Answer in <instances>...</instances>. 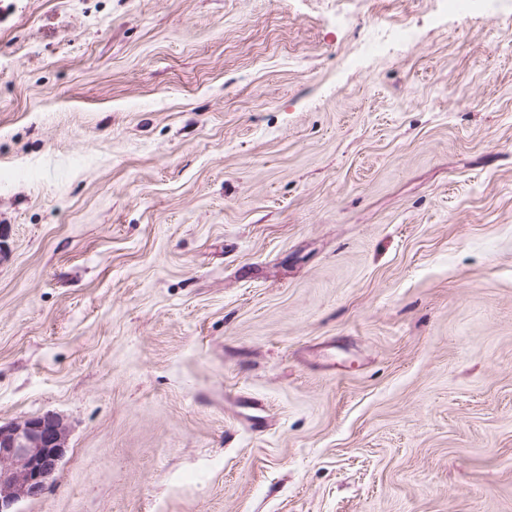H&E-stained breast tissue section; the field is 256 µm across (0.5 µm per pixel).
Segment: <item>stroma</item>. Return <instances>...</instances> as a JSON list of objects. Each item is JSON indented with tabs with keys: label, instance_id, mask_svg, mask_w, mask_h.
Segmentation results:
<instances>
[{
	"label": "stroma",
	"instance_id": "stroma-1",
	"mask_svg": "<svg viewBox=\"0 0 512 512\" xmlns=\"http://www.w3.org/2000/svg\"><path fill=\"white\" fill-rule=\"evenodd\" d=\"M0 229L16 512H512V0H0ZM389 40H397L405 44H410L412 41V34L409 31L392 32L383 27H375L365 42L364 49L367 52H374ZM67 429L54 413L0 424V511L39 496L61 463Z\"/></svg>",
	"mask_w": 512,
	"mask_h": 512
}]
</instances>
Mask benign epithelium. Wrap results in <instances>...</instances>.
I'll return each instance as SVG.
<instances>
[{"mask_svg": "<svg viewBox=\"0 0 512 512\" xmlns=\"http://www.w3.org/2000/svg\"><path fill=\"white\" fill-rule=\"evenodd\" d=\"M67 429L53 413L0 424V512L39 496L61 463Z\"/></svg>", "mask_w": 512, "mask_h": 512, "instance_id": "1", "label": "benign epithelium"}]
</instances>
